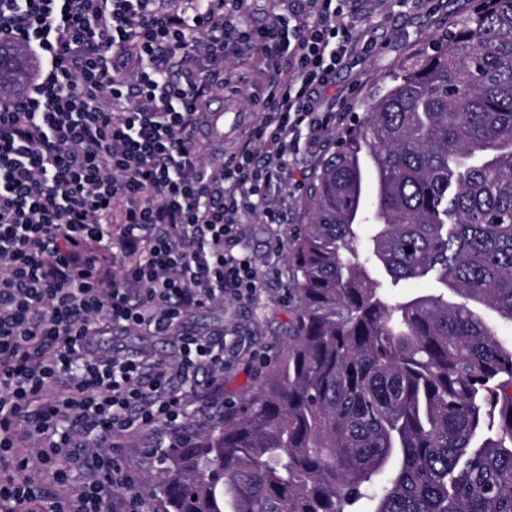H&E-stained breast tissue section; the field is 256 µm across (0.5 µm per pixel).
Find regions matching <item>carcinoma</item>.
Here are the masks:
<instances>
[{
    "label": "carcinoma",
    "instance_id": "obj_1",
    "mask_svg": "<svg viewBox=\"0 0 512 512\" xmlns=\"http://www.w3.org/2000/svg\"><path fill=\"white\" fill-rule=\"evenodd\" d=\"M318 164L296 333L168 452L154 512H512V0H472ZM29 74L11 51L0 77ZM432 280L400 303L384 282Z\"/></svg>",
    "mask_w": 512,
    "mask_h": 512
}]
</instances>
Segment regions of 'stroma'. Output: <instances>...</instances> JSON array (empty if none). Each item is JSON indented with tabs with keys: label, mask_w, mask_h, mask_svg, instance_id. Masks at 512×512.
Here are the masks:
<instances>
[{
	"label": "stroma",
	"mask_w": 512,
	"mask_h": 512,
	"mask_svg": "<svg viewBox=\"0 0 512 512\" xmlns=\"http://www.w3.org/2000/svg\"><path fill=\"white\" fill-rule=\"evenodd\" d=\"M468 0H433L420 5L419 0H349L345 17L360 28L365 49L337 70L330 94L352 92L350 107L335 126L311 134L308 144L295 154L291 167L295 178L309 183L319 163L334 146L335 140L360 118L374 91L385 76L391 74L403 59L425 48L439 33L458 22L468 12ZM236 80L243 97L237 98L235 111L225 113L224 149L233 151L240 144L252 121L251 98L264 97L268 91L267 72L247 60L235 63ZM306 191H298L287 199L288 222L272 227L260 215L247 217L243 226L242 246L254 258L257 267L269 278L255 302L225 298L224 302L194 311L186 320L189 331L201 336H223L227 350L224 367V397L203 408H190L189 418L196 429H206L223 414L224 401L240 404L267 368L254 357L255 352L271 348L272 361H279L288 345L295 323V303L287 298L291 272L286 252H274L273 239L290 241L301 222ZM100 347L124 355L147 351L156 357L175 360L179 347L173 338L143 331L106 327L99 338Z\"/></svg>",
	"instance_id": "stroma-1"
}]
</instances>
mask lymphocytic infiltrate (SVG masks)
<instances>
[{
	"instance_id": "obj_1",
	"label": "lymphocytic infiltrate",
	"mask_w": 512,
	"mask_h": 512,
	"mask_svg": "<svg viewBox=\"0 0 512 512\" xmlns=\"http://www.w3.org/2000/svg\"><path fill=\"white\" fill-rule=\"evenodd\" d=\"M250 2L0 0V49L36 64L0 94V512H142L126 437L180 447L189 406L219 391L224 343L185 319L260 292L242 218L287 223L289 157L329 126L317 95L361 49L344 0H283L261 28ZM253 49L288 63L237 151L204 162L209 89ZM106 323L179 355L99 352Z\"/></svg>"
}]
</instances>
